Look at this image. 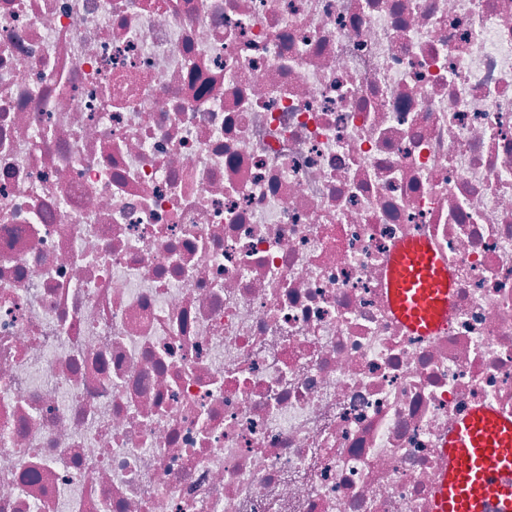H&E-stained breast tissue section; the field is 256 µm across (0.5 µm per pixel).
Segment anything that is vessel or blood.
I'll use <instances>...</instances> for the list:
<instances>
[{
    "mask_svg": "<svg viewBox=\"0 0 512 512\" xmlns=\"http://www.w3.org/2000/svg\"><path fill=\"white\" fill-rule=\"evenodd\" d=\"M452 282L430 244L398 242L387 279V303L413 335L436 334L448 319ZM442 480L429 512H512V415L473 408L444 437Z\"/></svg>",
    "mask_w": 512,
    "mask_h": 512,
    "instance_id": "b4317fda",
    "label": "vessel or blood"
}]
</instances>
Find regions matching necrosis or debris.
Returning <instances> with one entry per match:
<instances>
[{
  "mask_svg": "<svg viewBox=\"0 0 512 512\" xmlns=\"http://www.w3.org/2000/svg\"><path fill=\"white\" fill-rule=\"evenodd\" d=\"M476 406L512 414V0H0V512H428ZM452 287L444 260L427 241L410 238L394 246L387 303L413 335L433 336L445 325Z\"/></svg>",
  "mask_w": 512,
  "mask_h": 512,
  "instance_id": "1",
  "label": "necrosis or debris"
}]
</instances>
